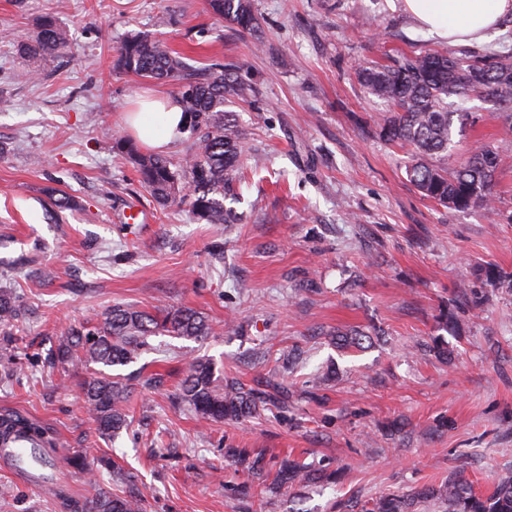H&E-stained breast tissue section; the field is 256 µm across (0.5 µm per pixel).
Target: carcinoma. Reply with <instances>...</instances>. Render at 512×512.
Instances as JSON below:
<instances>
[{
    "mask_svg": "<svg viewBox=\"0 0 512 512\" xmlns=\"http://www.w3.org/2000/svg\"><path fill=\"white\" fill-rule=\"evenodd\" d=\"M206 10L238 32L258 33L259 18L254 0H206ZM68 31L51 16L38 24L35 36L19 44L24 61L53 59L66 53ZM116 68L155 82H179L178 101L190 115L189 130L194 149L180 162L141 152L130 140L119 139L112 149L133 163L138 181L160 204L177 198L190 199L193 217L206 224H232L234 215L224 209V195L248 152L244 133L226 107L254 96L253 83L237 73V68L215 63L193 70L179 53L163 42L144 35L127 38L117 50ZM366 92L388 104V114L380 124V136L410 148L413 161L406 167L409 181L421 195L452 210L487 208L493 201L499 154L487 145L470 150L462 159L452 151L453 118L463 122L467 113L448 111V99L483 98L494 101L496 115L512 129V52H499L495 60L483 57H456L444 50L401 53L389 64L362 66L356 73ZM20 314L17 296L0 289V327L15 325ZM168 333L204 341L212 327L201 312L182 307L152 315L132 305L115 304L103 318L89 327L69 328L52 348L48 363L105 367L125 366L149 347L148 339ZM85 406L102 435L119 434L128 424L126 411L129 384L117 375L95 372L82 385ZM179 399L203 420H242L257 412L264 397L253 389L216 375L209 358L192 361L183 376ZM23 432L38 442L46 459L57 450L53 430L19 413L0 417V438ZM227 452L247 470H266L264 457L248 448ZM91 449L81 448L67 458L74 469L90 467ZM337 472L312 469L296 460L279 464L275 482L308 483L318 479L336 480ZM67 512H142L134 494L120 496L97 490L82 499H73L63 489H52ZM439 501L445 512H512V473L499 476L488 494L477 493L472 483L455 475L439 486L426 487L409 495L389 494L374 500L367 512H416L417 504Z\"/></svg>",
    "mask_w": 512,
    "mask_h": 512,
    "instance_id": "carcinoma-1",
    "label": "carcinoma"
}]
</instances>
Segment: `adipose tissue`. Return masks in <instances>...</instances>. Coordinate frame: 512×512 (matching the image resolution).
<instances>
[{
    "mask_svg": "<svg viewBox=\"0 0 512 512\" xmlns=\"http://www.w3.org/2000/svg\"><path fill=\"white\" fill-rule=\"evenodd\" d=\"M401 11L432 37L470 45L512 16V0H400ZM187 118L177 99L144 100L127 113L132 136L145 146L163 151L182 134Z\"/></svg>",
    "mask_w": 512,
    "mask_h": 512,
    "instance_id": "1",
    "label": "adipose tissue"
}]
</instances>
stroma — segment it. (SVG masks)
<instances>
[{"mask_svg":"<svg viewBox=\"0 0 512 512\" xmlns=\"http://www.w3.org/2000/svg\"><path fill=\"white\" fill-rule=\"evenodd\" d=\"M260 37L210 15L205 0H0V288L21 316L0 360V415L17 412L55 431L58 458L99 448L134 485L66 468L79 499L135 489L144 512H341L386 493L410 494L464 470L476 491L512 471V131L490 102L464 104L453 125L458 153L496 151L490 209L459 212L424 198L407 179L408 149L379 135L386 105L368 95L358 66L398 52L444 49L485 56L512 45V18L489 40L456 45L426 36L390 0H255ZM53 16L69 32L67 56L21 63L19 43ZM141 33L199 68L239 65L256 94L233 106L249 144L235 183L238 223L197 222L189 201L159 206L128 160L111 152L124 114L144 91L176 96L113 69L117 48ZM68 207H58L60 198ZM141 205L148 221L128 224ZM122 303L154 313L191 307L213 336L168 334L119 367L130 379V425L99 437L83 406L89 369L52 366L68 327ZM358 331L362 347L333 334ZM450 359L436 358L434 340ZM296 352L293 368L283 356ZM213 360L226 380L270 391L241 422L202 423L178 400L187 364ZM336 380L322 381L328 364ZM160 377L157 386L148 385ZM249 448L342 469L334 484L271 489L226 454ZM252 484V497L237 495ZM0 512H64L59 501L0 469Z\"/></svg>","mask_w":512,"mask_h":512,"instance_id":"obj_1","label":"stroma"}]
</instances>
